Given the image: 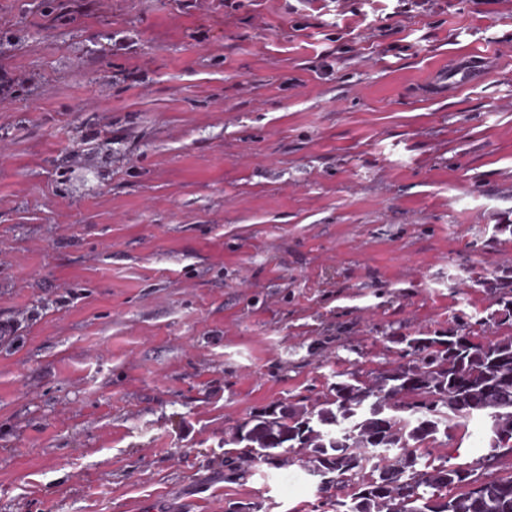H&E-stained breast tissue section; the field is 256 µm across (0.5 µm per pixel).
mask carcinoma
Masks as SVG:
<instances>
[{
  "instance_id": "1",
  "label": "carcinoma",
  "mask_w": 512,
  "mask_h": 512,
  "mask_svg": "<svg viewBox=\"0 0 512 512\" xmlns=\"http://www.w3.org/2000/svg\"><path fill=\"white\" fill-rule=\"evenodd\" d=\"M503 333L487 340L463 321L432 336H400L399 360L365 375L340 374L329 394L262 411L228 437L232 471L258 460L284 465L303 458L323 493L319 508L336 512H512V474L484 483L475 498L472 471L435 463L422 448L476 418L512 453V319L495 320ZM386 475L384 486L380 476Z\"/></svg>"
}]
</instances>
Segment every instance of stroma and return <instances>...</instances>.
Returning a JSON list of instances; mask_svg holds the SVG:
<instances>
[{
    "label": "stroma",
    "instance_id": "stroma-1",
    "mask_svg": "<svg viewBox=\"0 0 512 512\" xmlns=\"http://www.w3.org/2000/svg\"><path fill=\"white\" fill-rule=\"evenodd\" d=\"M394 7L0 0V512H315L225 437L395 337L498 336L512 0ZM478 426L431 458L512 474Z\"/></svg>",
    "mask_w": 512,
    "mask_h": 512
}]
</instances>
